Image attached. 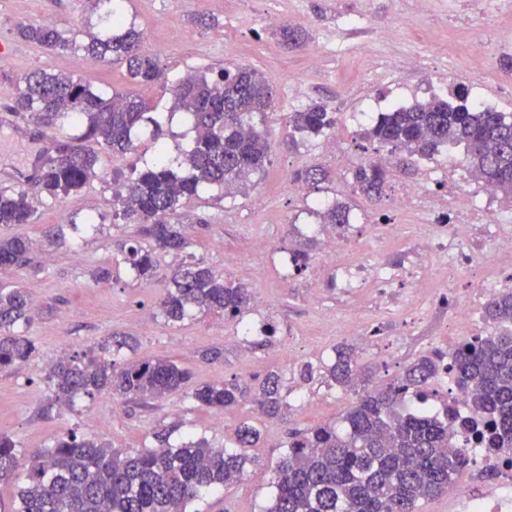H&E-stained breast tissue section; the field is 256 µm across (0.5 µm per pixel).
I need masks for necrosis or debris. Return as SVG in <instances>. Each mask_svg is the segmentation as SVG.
Wrapping results in <instances>:
<instances>
[{"label": "necrosis or debris", "mask_w": 512, "mask_h": 512, "mask_svg": "<svg viewBox=\"0 0 512 512\" xmlns=\"http://www.w3.org/2000/svg\"><path fill=\"white\" fill-rule=\"evenodd\" d=\"M451 169L462 171L460 158L449 157L444 168L430 167L426 177L398 188L393 197L395 213L418 207L430 216L429 223L412 225L416 247L409 250L406 264L395 266L380 254L364 256L354 225L327 237L315 266L337 294L356 300L347 319L324 315L327 325L371 341L380 331L371 326L370 312L387 298L406 305L409 327L442 318L449 327L478 331L480 299L512 288V223L482 220L493 198L489 189L447 190ZM448 213L453 221L446 224L442 218ZM467 446L473 472L491 463L506 483L485 496L463 498L461 512H512V448L489 454L476 441Z\"/></svg>", "instance_id": "obj_1"}]
</instances>
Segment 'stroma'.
Here are the masks:
<instances>
[{"label":"stroma","instance_id":"35a3bbf8","mask_svg":"<svg viewBox=\"0 0 512 512\" xmlns=\"http://www.w3.org/2000/svg\"><path fill=\"white\" fill-rule=\"evenodd\" d=\"M121 7L127 22L143 32L169 79L200 68L244 65L261 73L272 88L274 104L265 123L271 145L267 169L252 175L241 193L222 198L217 192H204L187 202L185 209L193 219L182 224L181 231L189 252L204 258L215 274L248 285L260 282L264 303L252 306L245 321L254 328L272 324L276 332L271 345L265 346L262 333L255 330L242 339L237 323L199 311L172 325L157 309L168 280L145 284L124 274L108 281L94 278L95 269L107 264L135 231L134 225L114 223L115 189L125 184L133 166L152 160L157 149L176 160L193 137L191 122L185 113L171 111V92L133 84L125 65L98 61L83 67L80 50L49 51L16 34L19 25L48 21L85 39L97 30V13L89 0H0V109L17 96L21 77L47 70L79 76L107 92L138 93L164 114L159 138H152L149 129L139 130L135 151L101 152L97 175L82 190L61 201L42 200L33 223L0 228L1 236L17 233L35 245L33 265L0 270V283L20 286L37 300L38 310L26 334L39 350L28 363L0 372V434L28 448H44L74 431L128 449L150 444L157 427L173 424L176 438L190 433L220 447L231 442L237 425L246 421L260 431L258 446L248 451L256 461L252 471L239 483L204 493L190 509L264 512L271 503L270 483L289 429L341 422L354 400L353 395L327 388L320 378L300 382L297 374L300 361H329L334 347L343 343V336L320 328L318 320L323 311L342 310L347 303L332 288L324 289L318 303H310L303 288L286 282L282 256L307 243L321 252L324 237L336 230L335 225L322 223L307 201L289 195V180L319 165L329 179L308 187L310 197L347 203L361 224L420 221L414 214L394 215L391 206L393 192L416 180L419 167L394 172L380 199L355 194L353 172L369 155L359 137L361 124L348 125L340 118L326 135L295 142L288 135V114L316 102L340 115L384 112L398 102L410 106L423 101L416 90L420 81L453 90L471 87L480 73L485 76L481 95L487 105L512 113V0H485L487 15L494 17L490 23L472 14L464 0H122ZM270 13L300 32L299 45L290 47L279 40L275 27L264 22ZM405 13L414 14V28L400 26ZM350 14L363 15L367 27H350ZM376 24L394 25L393 38L379 39L372 30ZM476 36L490 47L486 59L469 53ZM322 42L333 50L316 65L308 51ZM406 56L423 61V69L400 70L398 63ZM370 58L389 64V71L368 77L365 64ZM292 75L303 79L302 96H295L288 82ZM66 141L65 133L54 131L45 140L34 135L21 139L0 126V168L25 169L31 158L53 156L57 145ZM91 216L99 221L97 229L86 226ZM51 226L61 229L65 245L48 244L45 235ZM257 236L269 243V254L252 253L250 243ZM402 318L399 312L381 315L383 334L375 351L360 354L374 368L370 388L385 387L426 352L430 333L404 327ZM112 335L132 343L134 358H164L189 369L196 384L234 378L256 384L277 371L287 408L283 415L270 418L257 406L245 404L224 414V424L218 427L212 411L194 406L179 393L147 406L98 395L43 416L41 408L50 394L45 382L50 362L90 350ZM212 347L223 349V362L201 359V352ZM299 385L318 397L319 408L295 406Z\"/></svg>","mask_w":512,"mask_h":512}]
</instances>
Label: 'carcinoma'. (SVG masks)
Listing matches in <instances>:
<instances>
[{
    "label": "carcinoma",
    "instance_id": "cac0c4a2",
    "mask_svg": "<svg viewBox=\"0 0 512 512\" xmlns=\"http://www.w3.org/2000/svg\"><path fill=\"white\" fill-rule=\"evenodd\" d=\"M99 11L101 31L77 44L48 24L18 27L24 40L47 50L79 48L87 55L126 64L138 85H165L158 59L144 50L142 32L128 23L119 9H103L114 0H91ZM174 108L192 120L194 137L178 167L168 162L164 149L154 162L133 172L118 196L120 215L140 224L142 244L134 239L121 248L96 276L109 280L120 270L149 284L160 276L172 288L158 302L169 323L179 324L194 309L241 319L248 312L254 289L216 276L205 260L189 255L165 273L157 256L178 258L187 248L181 224L184 201L208 187L226 194L247 187L249 177L270 162L267 130L255 125L273 105L270 87L256 70L246 66L188 73L171 88ZM11 108L30 115L37 125L54 129L61 123L76 128L77 145L49 157L35 183L38 197L63 200L95 176L98 154L81 145L93 141L113 154L135 148L134 135L148 122L149 105L132 92L104 94L72 74L39 70L28 75ZM336 126V113L315 103L288 116L292 135L318 137ZM366 138L389 148L411 163L433 159L444 151H458L468 172L477 180L512 195V113L477 108L458 89L454 99L434 97L409 108L378 114ZM388 171L377 163L362 164L353 173L354 189L368 198L381 197ZM296 180L315 185L327 180L313 166ZM35 215L31 193L24 188H0V227L30 224ZM325 224L350 223V210L335 203L322 212ZM33 242L21 235L0 237V267H21L29 262ZM487 331L455 347L437 349L410 364L397 381L370 391L365 388L372 367L363 363L356 348L341 343L334 358L317 370L310 363L300 368L309 380L323 373L328 386L362 388L344 417L346 432L326 423L288 431L286 448L276 467L275 492L267 512H415L421 500L448 490L467 468L469 451L456 437L483 424L479 436L491 450L512 448V288L493 295L483 307ZM31 301L22 288L0 287V372L18 367L36 356L35 343L19 328L28 326ZM132 345L110 336L81 357L52 362L46 376L50 396L45 416L62 405L97 394L118 395L129 401L162 399L185 388L191 374L169 359L131 360ZM450 372L456 384L470 391L475 420L457 421L446 408V419H430L401 405L402 395L417 400L432 397L434 381ZM193 402L216 413L253 398L269 417L282 414L280 376L268 373L258 394L242 381L219 380L198 385L187 394ZM457 429H448V420ZM173 428L153 432L154 444L123 452L103 442L69 433L54 445L29 454L25 482L17 491L13 512H188V505L206 489L224 487L243 478L247 458L242 450L254 447L259 433L242 423L231 448L214 446L204 437L187 436L170 442ZM20 444L0 435V485L19 479Z\"/></svg>",
    "mask_w": 512,
    "mask_h": 512
}]
</instances>
